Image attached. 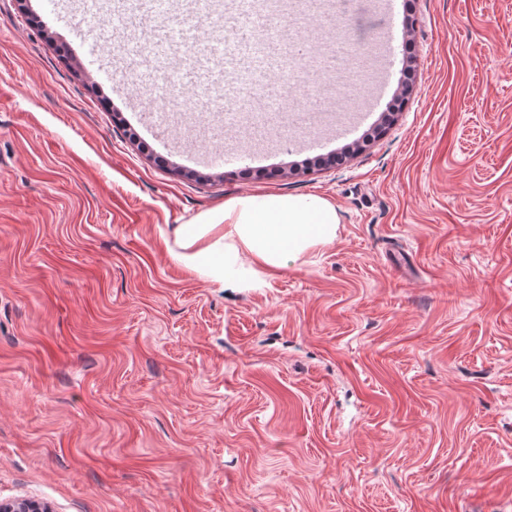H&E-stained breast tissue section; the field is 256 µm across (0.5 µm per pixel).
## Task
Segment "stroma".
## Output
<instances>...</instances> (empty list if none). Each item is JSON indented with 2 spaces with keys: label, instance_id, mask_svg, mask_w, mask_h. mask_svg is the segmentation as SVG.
<instances>
[{
  "label": "stroma",
  "instance_id": "obj_1",
  "mask_svg": "<svg viewBox=\"0 0 512 512\" xmlns=\"http://www.w3.org/2000/svg\"><path fill=\"white\" fill-rule=\"evenodd\" d=\"M371 117L261 165L133 116L115 55L0 0V500L54 512H512V0H400ZM347 0H280L315 26ZM413 68L408 104L382 116ZM307 174H291V167ZM319 196L333 242L221 288L178 225Z\"/></svg>",
  "mask_w": 512,
  "mask_h": 512
}]
</instances>
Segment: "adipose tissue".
Returning a JSON list of instances; mask_svg holds the SVG:
<instances>
[{"label": "adipose tissue", "instance_id": "1", "mask_svg": "<svg viewBox=\"0 0 512 512\" xmlns=\"http://www.w3.org/2000/svg\"><path fill=\"white\" fill-rule=\"evenodd\" d=\"M339 222L319 196H244L179 225L171 254L221 287L257 288L265 269L333 242Z\"/></svg>", "mask_w": 512, "mask_h": 512}]
</instances>
